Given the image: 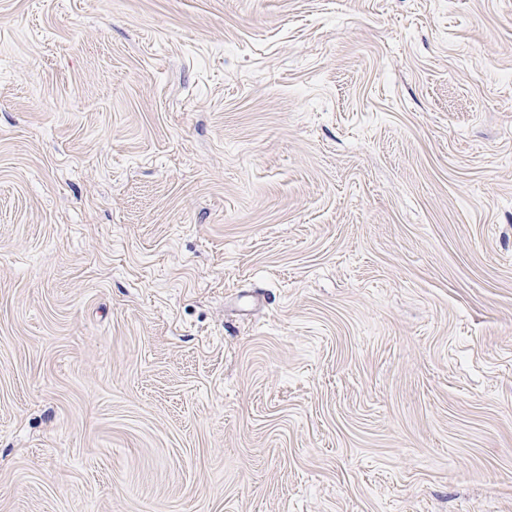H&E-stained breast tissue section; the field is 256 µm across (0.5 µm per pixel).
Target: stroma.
I'll use <instances>...</instances> for the list:
<instances>
[{"mask_svg":"<svg viewBox=\"0 0 512 512\" xmlns=\"http://www.w3.org/2000/svg\"><path fill=\"white\" fill-rule=\"evenodd\" d=\"M0 512H512V0H0Z\"/></svg>","mask_w":512,"mask_h":512,"instance_id":"obj_1","label":"stroma"}]
</instances>
